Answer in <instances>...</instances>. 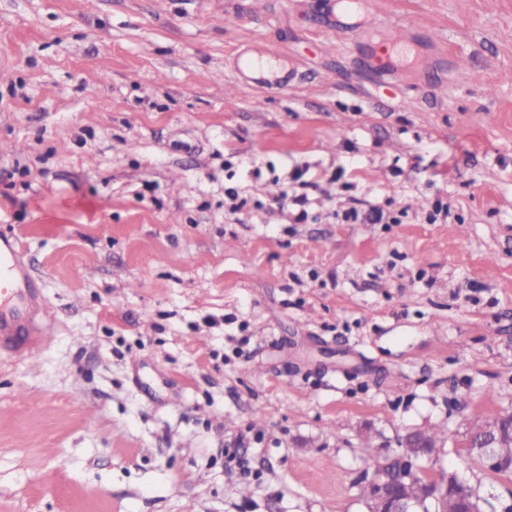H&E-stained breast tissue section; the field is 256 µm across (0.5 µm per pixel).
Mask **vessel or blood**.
<instances>
[{
  "mask_svg": "<svg viewBox=\"0 0 512 512\" xmlns=\"http://www.w3.org/2000/svg\"><path fill=\"white\" fill-rule=\"evenodd\" d=\"M381 26L383 37L368 47L367 57L379 64L408 58L412 43L399 25L385 20ZM234 71L239 83L258 90L288 86L294 76L293 67L272 56H235ZM46 314L44 298L32 283L18 239L0 234V352L34 361L53 330Z\"/></svg>",
  "mask_w": 512,
  "mask_h": 512,
  "instance_id": "obj_1",
  "label": "vessel or blood"
}]
</instances>
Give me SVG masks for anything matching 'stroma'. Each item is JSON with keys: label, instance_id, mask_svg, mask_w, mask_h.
Here are the masks:
<instances>
[{"label": "stroma", "instance_id": "obj_1", "mask_svg": "<svg viewBox=\"0 0 512 512\" xmlns=\"http://www.w3.org/2000/svg\"><path fill=\"white\" fill-rule=\"evenodd\" d=\"M325 2L0 0V230L55 318L0 355V512H366V425L512 498L460 427L512 407V0H370L440 35L387 72ZM246 49L295 81L236 85ZM341 211L347 224H387L389 219L382 207L368 201L355 200Z\"/></svg>", "mask_w": 512, "mask_h": 512}]
</instances>
